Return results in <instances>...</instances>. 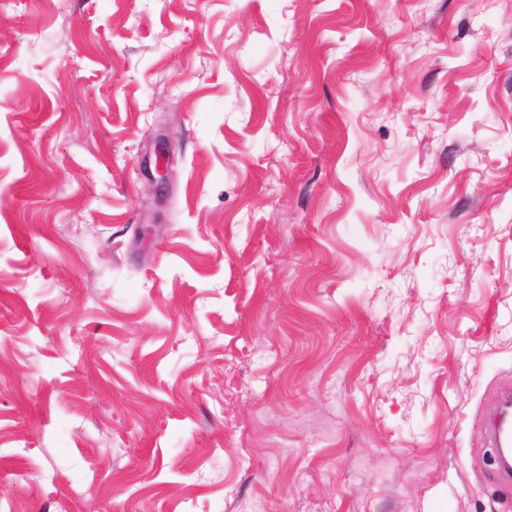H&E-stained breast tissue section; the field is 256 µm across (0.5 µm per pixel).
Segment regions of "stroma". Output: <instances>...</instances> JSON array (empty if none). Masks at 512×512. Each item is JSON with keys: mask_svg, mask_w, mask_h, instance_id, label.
I'll return each instance as SVG.
<instances>
[{"mask_svg": "<svg viewBox=\"0 0 512 512\" xmlns=\"http://www.w3.org/2000/svg\"><path fill=\"white\" fill-rule=\"evenodd\" d=\"M504 386L512 0H0V512H512Z\"/></svg>", "mask_w": 512, "mask_h": 512, "instance_id": "obj_1", "label": "stroma"}]
</instances>
